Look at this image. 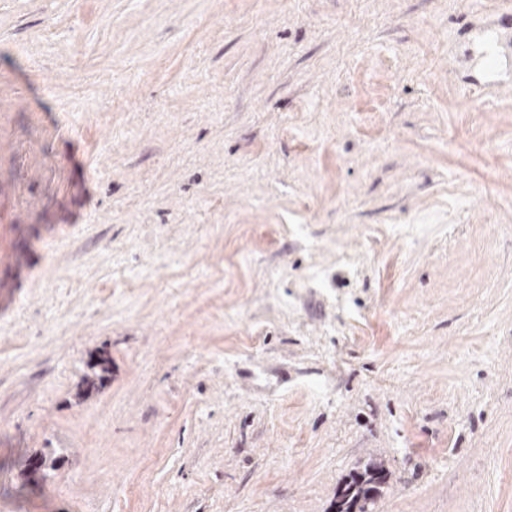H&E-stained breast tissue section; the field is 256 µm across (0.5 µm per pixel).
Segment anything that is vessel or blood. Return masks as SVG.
Returning <instances> with one entry per match:
<instances>
[{"instance_id": "1", "label": "vessel or blood", "mask_w": 512, "mask_h": 512, "mask_svg": "<svg viewBox=\"0 0 512 512\" xmlns=\"http://www.w3.org/2000/svg\"><path fill=\"white\" fill-rule=\"evenodd\" d=\"M497 23L489 25L484 30V36L476 45L474 59L480 64L479 76L466 77L462 87L466 93L482 92L489 88L500 87L502 81L500 70L508 58V47L504 30L512 26V0H499Z\"/></svg>"}]
</instances>
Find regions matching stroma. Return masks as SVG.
<instances>
[{"instance_id": "obj_1", "label": "stroma", "mask_w": 512, "mask_h": 512, "mask_svg": "<svg viewBox=\"0 0 512 512\" xmlns=\"http://www.w3.org/2000/svg\"><path fill=\"white\" fill-rule=\"evenodd\" d=\"M495 4L0 0V512H512ZM499 7L496 13L499 15L498 23L489 25L479 30L485 33L484 37L475 44L476 52L473 61L481 65L479 77L469 76L464 78L462 88L466 93L475 91L483 93L486 89L501 87L503 80L499 78L500 68L504 60L510 59L506 52L509 44L507 42L504 28L511 29L512 22V1L499 0ZM377 471L384 472L382 463L371 461L361 471H355L348 476L342 484L346 492L344 496L347 498L344 502L346 507L342 512H368L366 507L374 505L385 483L384 476L382 481H376ZM340 487L336 491V497L339 495ZM356 506L358 511L353 510Z\"/></svg>"}]
</instances>
